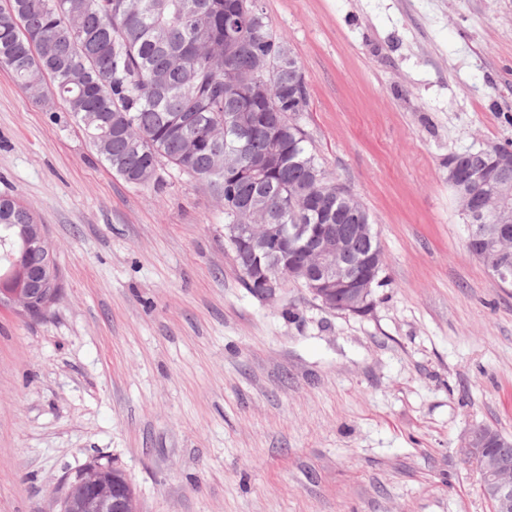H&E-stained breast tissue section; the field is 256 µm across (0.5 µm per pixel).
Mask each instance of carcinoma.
<instances>
[{
    "instance_id": "cac0c4a2",
    "label": "carcinoma",
    "mask_w": 512,
    "mask_h": 512,
    "mask_svg": "<svg viewBox=\"0 0 512 512\" xmlns=\"http://www.w3.org/2000/svg\"><path fill=\"white\" fill-rule=\"evenodd\" d=\"M73 25L81 40L60 37ZM287 39L276 33L259 0H0V65L30 95L49 88L83 125L112 173L134 187L164 185V167L195 179L224 202V223H237L240 201L254 197L273 249L284 247L280 224H338L360 258L383 256L377 235L358 234L336 181L315 153L298 114L307 95ZM261 113L257 125L226 129L230 116ZM282 131L278 140L268 126ZM237 147L243 179L216 168V149ZM274 168L262 167L271 153ZM17 194L0 195V274L10 256L43 268L38 242L13 249L19 225L36 224Z\"/></svg>"
}]
</instances>
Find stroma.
I'll return each instance as SVG.
<instances>
[{
	"label": "stroma",
	"instance_id": "35a3bbf8",
	"mask_svg": "<svg viewBox=\"0 0 512 512\" xmlns=\"http://www.w3.org/2000/svg\"><path fill=\"white\" fill-rule=\"evenodd\" d=\"M320 160L374 221L362 314L243 287L224 204L113 175L0 66V193L46 226L45 319L0 308V512H58L95 462L138 512H492L464 447L512 436V286L465 249L448 155L512 141V0H261Z\"/></svg>",
	"mask_w": 512,
	"mask_h": 512
}]
</instances>
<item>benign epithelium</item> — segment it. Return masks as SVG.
Here are the masks:
<instances>
[{
	"instance_id": "7a95c632",
	"label": "benign epithelium",
	"mask_w": 512,
	"mask_h": 512,
	"mask_svg": "<svg viewBox=\"0 0 512 512\" xmlns=\"http://www.w3.org/2000/svg\"><path fill=\"white\" fill-rule=\"evenodd\" d=\"M482 152L493 157L492 163L467 178L462 174L463 155H448V179L463 196L470 213L468 242H481L494 252V271L502 283L512 284V149L490 145ZM259 224H226L224 237L238 244L244 272L258 286L263 300H274L283 290V276L307 281L312 296L322 306L353 314L364 313L371 306V278L356 273L353 262L354 241L335 224L319 227L292 224L288 232L299 243L309 272L296 256L285 259L270 256L266 241L258 234ZM53 292L44 288H4L0 307L19 308L29 314L36 302L47 304ZM496 436L480 429L469 431L465 448L476 462L481 476V490L493 505V512H512V459L488 451ZM110 467L96 464L84 471L79 480L83 497L93 499L108 512H131L124 483L107 486L102 479Z\"/></svg>"
}]
</instances>
